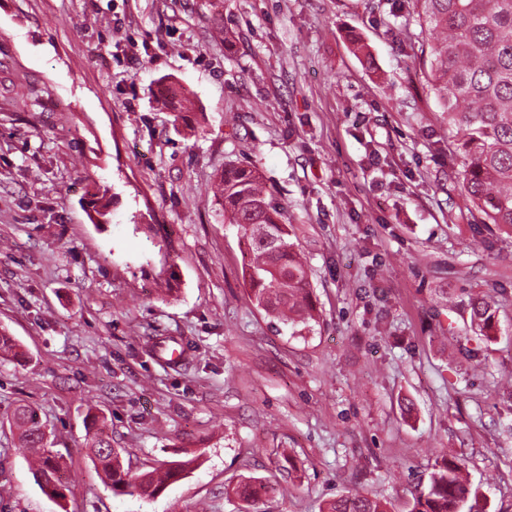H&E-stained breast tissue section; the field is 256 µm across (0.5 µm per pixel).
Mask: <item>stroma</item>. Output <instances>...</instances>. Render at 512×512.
I'll return each mask as SVG.
<instances>
[{
    "label": "stroma",
    "mask_w": 512,
    "mask_h": 512,
    "mask_svg": "<svg viewBox=\"0 0 512 512\" xmlns=\"http://www.w3.org/2000/svg\"><path fill=\"white\" fill-rule=\"evenodd\" d=\"M411 11L0 0V330L26 352L0 361V512H321L348 490L400 512L445 458L485 512H512V226L482 223L455 176ZM230 165L292 224L312 328L249 301L247 243L213 195ZM170 338L182 364L146 347ZM21 404L66 459L65 501L32 480ZM95 414L132 470L195 467L151 499L112 494L87 456ZM248 477L273 491L247 508L226 489ZM495 310L487 301L475 302L472 306V325L479 339L490 340L495 330Z\"/></svg>",
    "instance_id": "stroma-1"
}]
</instances>
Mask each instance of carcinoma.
<instances>
[{
    "label": "carcinoma",
    "instance_id": "obj_1",
    "mask_svg": "<svg viewBox=\"0 0 512 512\" xmlns=\"http://www.w3.org/2000/svg\"><path fill=\"white\" fill-rule=\"evenodd\" d=\"M430 47V86L448 114L454 133L453 152L462 157L459 178L486 224L512 226V0H412ZM215 197L224 219L249 242L245 267L251 303L295 329L317 321L310 272L294 244L288 225L260 176L231 165L219 176ZM476 335L489 340L495 310L487 301L472 306ZM20 345L0 332V359L16 356ZM20 439L37 453L31 468L35 483L62 482L66 462L49 448L37 411L21 405L12 416ZM90 459L104 485L115 494L138 492L155 497L168 479L184 478L193 461H173L164 468L133 472L122 452L112 447L106 422L87 440ZM272 491L259 479H245L233 488L241 501L254 504ZM477 494L465 475L464 460L443 459L427 484L403 512H474ZM324 512H390L387 503L368 493L349 491L327 503Z\"/></svg>",
    "mask_w": 512,
    "mask_h": 512
}]
</instances>
